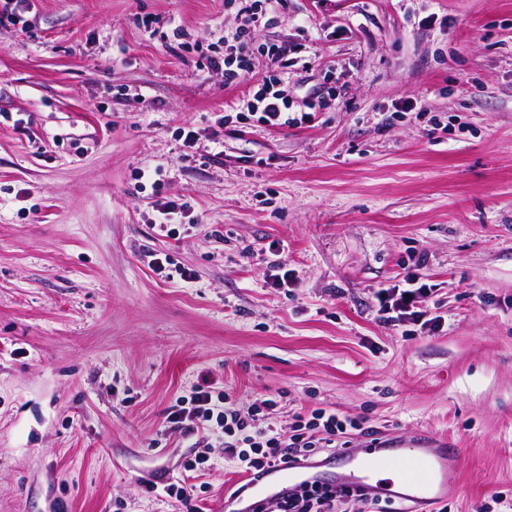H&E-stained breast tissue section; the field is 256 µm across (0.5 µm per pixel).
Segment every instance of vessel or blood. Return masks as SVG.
<instances>
[{"label": "vessel or blood", "mask_w": 512, "mask_h": 512, "mask_svg": "<svg viewBox=\"0 0 512 512\" xmlns=\"http://www.w3.org/2000/svg\"><path fill=\"white\" fill-rule=\"evenodd\" d=\"M463 451L456 443L439 440L437 447L421 448L406 441L399 446L378 441L359 448L345 449L344 455L354 460L352 469L340 472L332 480L339 489L363 492L379 500L407 503L409 512H426L448 486V466L459 462ZM417 464L422 476L414 481L379 480L382 471H399L405 465ZM322 463H290L270 468L248 480L242 496L224 502L225 512H259L264 505L300 490L302 483L323 482Z\"/></svg>", "instance_id": "vessel-or-blood-1"}]
</instances>
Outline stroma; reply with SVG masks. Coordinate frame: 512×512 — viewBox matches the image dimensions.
Instances as JSON below:
<instances>
[{
  "label": "stroma",
  "mask_w": 512,
  "mask_h": 512,
  "mask_svg": "<svg viewBox=\"0 0 512 512\" xmlns=\"http://www.w3.org/2000/svg\"><path fill=\"white\" fill-rule=\"evenodd\" d=\"M0 23V512H188L147 493L194 456L165 431L202 378L364 435L457 441L447 512L512 499V0H288L255 43L313 126L242 128L209 69L227 0H13ZM152 27H145V20ZM181 39H174V32ZM190 43L182 50L178 41ZM401 101L423 112H394ZM193 125L194 147L179 128ZM220 144H213V136ZM196 228L157 236V202ZM282 243L297 280L267 286ZM171 257L195 287L158 276ZM425 255L442 329L380 321ZM204 512L240 480L208 449Z\"/></svg>",
  "instance_id": "1"
}]
</instances>
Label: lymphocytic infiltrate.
Here are the masks:
<instances>
[{
  "mask_svg": "<svg viewBox=\"0 0 512 512\" xmlns=\"http://www.w3.org/2000/svg\"><path fill=\"white\" fill-rule=\"evenodd\" d=\"M281 3L282 0H237L239 24L234 32L225 34L223 52L209 58L211 68L223 71L225 85L244 80L254 55L264 56L277 66L287 57L286 45L258 44L251 37L268 12ZM284 81V72L277 70L259 90L239 98L235 104L237 120L268 127L313 123L314 113L293 112L282 88ZM422 267V262H415L412 272L376 289L377 312L385 324L398 328L413 324L432 331L443 326V316L428 306L435 288L427 282ZM276 408L272 399L241 408L229 390L204 380L193 388L189 398L177 400L170 407L166 431L193 439L195 447L200 448V455L187 461V471L201 472L208 461L204 449L219 448L240 472L259 474L277 464L310 462L320 453L347 447L350 432L362 428L359 419L316 409L308 419L298 421L295 434L286 437L279 430ZM337 496L334 489L314 485L276 502L271 512H335Z\"/></svg>",
  "mask_w": 512,
  "mask_h": 512,
  "instance_id": "f902f5d3",
  "label": "lymphocytic infiltrate"
}]
</instances>
